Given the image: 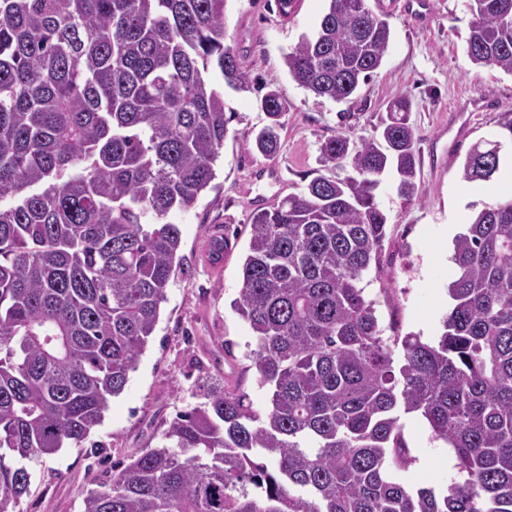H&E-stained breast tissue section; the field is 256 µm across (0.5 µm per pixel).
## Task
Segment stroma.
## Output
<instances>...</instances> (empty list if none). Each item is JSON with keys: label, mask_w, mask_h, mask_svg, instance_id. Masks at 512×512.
<instances>
[{"label": "stroma", "mask_w": 512, "mask_h": 512, "mask_svg": "<svg viewBox=\"0 0 512 512\" xmlns=\"http://www.w3.org/2000/svg\"><path fill=\"white\" fill-rule=\"evenodd\" d=\"M406 2L367 0L371 9L389 14L391 44L378 73L352 99L334 103L314 98L284 65L289 49L316 30L328 0H299L296 13L287 17L279 14L276 0H225L226 42L241 59L250 88L225 89L231 134L215 166L217 177L193 208L173 217L181 231V269L166 290L136 370L90 436L106 462L156 445L176 413L202 402L206 378L239 384L255 410L268 407L269 394L259 386L249 359L251 331L231 307L241 288L251 213L300 193L321 172L320 147L328 138L339 133L355 141L374 137L379 116L398 94L412 103L408 122L418 150V193L405 200L394 175L382 176L375 196L387 217V237L362 285L376 302L385 335L433 341L442 334L451 304L448 285L457 271L454 240L466 231L469 217L492 200L489 183L464 179L463 163L475 145L489 140L502 141V159H512V142L500 127L504 114L512 113V75L470 62L466 0H431L424 21L410 14ZM269 87L287 100L288 110L278 152L264 156L246 148L240 135L266 124L259 100ZM344 112L351 115L345 122L340 119ZM221 236L229 247L215 265L207 244ZM227 340L232 354L215 359L217 347ZM402 423L415 457L403 473L405 480L436 488L457 481L452 449L433 439L426 421L408 414ZM88 464L84 449L70 445L52 457L29 461L30 491L17 512H81L95 486Z\"/></svg>", "instance_id": "stroma-1"}]
</instances>
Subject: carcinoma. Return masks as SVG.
<instances>
[{"label": "carcinoma", "instance_id": "obj_1", "mask_svg": "<svg viewBox=\"0 0 512 512\" xmlns=\"http://www.w3.org/2000/svg\"><path fill=\"white\" fill-rule=\"evenodd\" d=\"M466 7L472 64L512 75V0ZM391 38L366 0H330L284 62L341 103ZM224 39V0H0V512L29 493L21 461L87 442L155 331L181 266L170 216L215 179L220 82L246 87ZM260 106L267 123L243 140L271 154L288 104L270 89ZM411 107L395 96L377 139H327L329 174L251 215L233 307L267 409L207 383L156 446L102 472L82 512H512V200L455 240L436 342L383 335L360 286L387 233L380 176L393 168L399 194L417 193ZM499 167L476 146L463 177L489 182ZM410 413L452 448L460 481L401 477Z\"/></svg>", "mask_w": 512, "mask_h": 512}]
</instances>
